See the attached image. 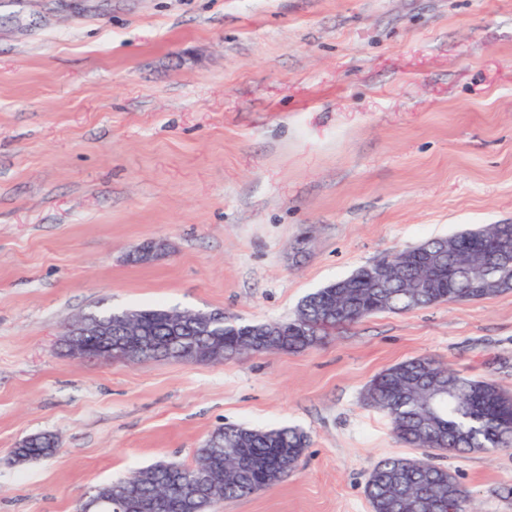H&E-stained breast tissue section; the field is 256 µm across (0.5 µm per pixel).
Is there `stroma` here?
<instances>
[{"label":"stroma","instance_id":"35a3bbf8","mask_svg":"<svg viewBox=\"0 0 512 512\" xmlns=\"http://www.w3.org/2000/svg\"><path fill=\"white\" fill-rule=\"evenodd\" d=\"M512 224V0H0V512L194 464L219 427H296V471L211 512H372L421 456L363 393L433 358L512 396V292L382 312L299 352L81 358L77 318L158 303L229 322L426 239ZM166 243L147 264L128 260ZM58 451L16 464L26 437ZM512 512V447L440 457Z\"/></svg>","mask_w":512,"mask_h":512}]
</instances>
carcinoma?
<instances>
[{
  "instance_id": "carcinoma-1",
  "label": "carcinoma",
  "mask_w": 512,
  "mask_h": 512,
  "mask_svg": "<svg viewBox=\"0 0 512 512\" xmlns=\"http://www.w3.org/2000/svg\"><path fill=\"white\" fill-rule=\"evenodd\" d=\"M415 251L412 247L395 257L404 266L403 278L385 288L377 287L381 273L370 265L309 294L286 320L288 329L270 338L263 336L258 323L234 324L213 318L176 329L170 309L137 310L148 346L145 357L183 360L189 351L202 348L244 356L249 346L256 352H297L313 346L331 330L376 313L430 306L442 302L448 293L465 301L512 292V267L504 269L490 260L497 252L512 253V224H488L448 236V251L439 261L452 274L428 292L413 287L421 271ZM96 317L112 322V344L133 340L126 335L120 313L108 311ZM364 402L391 418L399 442L432 451L423 459L388 457L374 466L366 484L372 512H429L438 498L451 499L454 512H469L468 492L450 478L447 468L432 461V455L512 446V399L495 384L465 377L428 357L410 358L380 372L367 386ZM213 435L226 445L245 449L257 466L240 471L224 463V449L205 444L197 450L193 466L154 464L91 488L80 504L99 500L105 512L114 506L128 510L133 504H147L154 512H209L219 499L248 496L251 485L272 486L287 479L308 442L305 432L286 427L227 426ZM57 447L52 434H35L13 450L14 461L22 465L48 457ZM201 465L209 467L210 485L190 502L184 493L187 475ZM407 489L417 492L412 503L402 500Z\"/></svg>"
}]
</instances>
